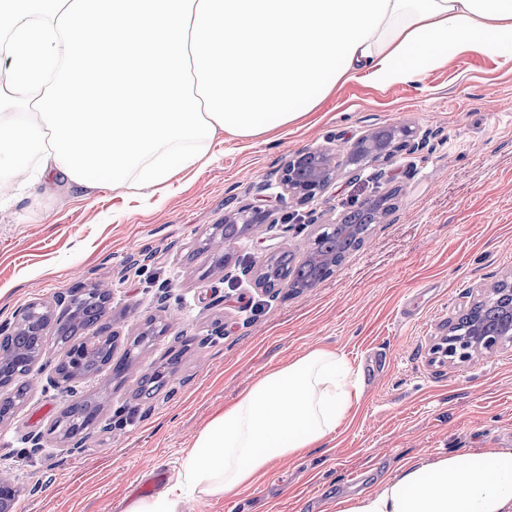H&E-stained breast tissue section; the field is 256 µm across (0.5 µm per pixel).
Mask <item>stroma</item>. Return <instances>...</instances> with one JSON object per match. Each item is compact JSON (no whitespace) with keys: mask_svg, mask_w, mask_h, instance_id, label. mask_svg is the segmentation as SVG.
Instances as JSON below:
<instances>
[{"mask_svg":"<svg viewBox=\"0 0 512 512\" xmlns=\"http://www.w3.org/2000/svg\"><path fill=\"white\" fill-rule=\"evenodd\" d=\"M420 131L359 175L339 166L309 203L274 201L289 157L354 144L379 129ZM204 170L187 169L165 195L68 193L44 186L0 213V324L32 302L82 287L111 292L108 317L121 363L127 339L162 328L133 366L57 387L64 349L46 343L19 409L0 423V476L18 493L11 512H125L164 489L199 432L247 385L318 343L342 351L363 395L334 439L303 459L272 462L234 497H201L189 512H335L338 497L369 493L422 453L512 448V347L459 365L430 348L479 286L512 277V63L474 51L429 70L419 85L380 90L359 80L276 139L213 146ZM395 191L394 209L369 241L299 293L255 286L244 271L263 248L303 258L316 225L346 202ZM266 206L298 224H264L235 248L228 272L202 243L230 210ZM164 370L139 394L144 373ZM100 409L83 434L53 425L76 399ZM41 436L42 447L28 438Z\"/></svg>","mask_w":512,"mask_h":512,"instance_id":"1","label":"stroma"}]
</instances>
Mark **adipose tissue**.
<instances>
[{
  "instance_id": "ef3b65f1",
  "label": "adipose tissue",
  "mask_w": 512,
  "mask_h": 512,
  "mask_svg": "<svg viewBox=\"0 0 512 512\" xmlns=\"http://www.w3.org/2000/svg\"><path fill=\"white\" fill-rule=\"evenodd\" d=\"M473 51L512 62V0H0V207L23 182L162 194L223 136L271 141L337 86L415 84ZM361 394L316 345L242 390L125 512L238 494L330 441ZM336 512H512V449L426 455Z\"/></svg>"
}]
</instances>
